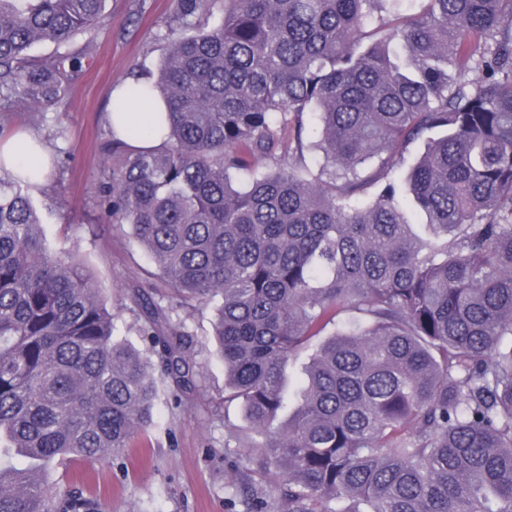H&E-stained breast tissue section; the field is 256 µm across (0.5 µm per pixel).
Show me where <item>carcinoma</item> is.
I'll return each mask as SVG.
<instances>
[{
  "label": "carcinoma",
  "mask_w": 512,
  "mask_h": 512,
  "mask_svg": "<svg viewBox=\"0 0 512 512\" xmlns=\"http://www.w3.org/2000/svg\"><path fill=\"white\" fill-rule=\"evenodd\" d=\"M386 2L224 0L218 24L169 35L147 76L164 140L127 156L104 212L175 297L220 300L238 446L282 475L288 512H512V0L393 17ZM174 4L187 28L205 7ZM102 22L103 0H0V108L59 101L79 57L31 49ZM32 188L0 174V512H90L53 492L50 467L121 452L159 382L179 400L197 373L159 301L145 352L114 337L90 271L49 248ZM330 324L290 401L289 363Z\"/></svg>",
  "instance_id": "obj_1"
}]
</instances>
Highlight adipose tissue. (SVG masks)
Instances as JSON below:
<instances>
[{"instance_id":"ef3b65f1","label":"adipose tissue","mask_w":512,"mask_h":512,"mask_svg":"<svg viewBox=\"0 0 512 512\" xmlns=\"http://www.w3.org/2000/svg\"><path fill=\"white\" fill-rule=\"evenodd\" d=\"M144 81H136L135 85H121L111 93L113 101L122 105L121 111L112 113L110 122L114 134L133 147L158 145L160 138L156 128L165 119L163 105L151 104L143 96L146 89ZM46 152L38 147L36 139L23 134L0 144V162L8 170L16 174H24L34 160H45Z\"/></svg>"}]
</instances>
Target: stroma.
I'll return each instance as SVG.
<instances>
[{
  "label": "stroma",
  "mask_w": 512,
  "mask_h": 512,
  "mask_svg": "<svg viewBox=\"0 0 512 512\" xmlns=\"http://www.w3.org/2000/svg\"><path fill=\"white\" fill-rule=\"evenodd\" d=\"M104 23L70 45L81 65L65 95L44 109L25 98L0 112V140L18 132L38 137L53 164L34 196L52 210L51 246L79 244L114 314L115 335L143 347L144 296L164 294L155 267L127 229L102 221L103 191L130 152L113 143L109 92L133 70H156L167 34L178 27L173 0H105ZM173 322L192 335L197 387L174 401L160 385L153 424L123 453L89 463L76 458L50 472L60 488L80 485L95 512H288L280 476L249 464L237 439L246 428L238 403L224 399V365L205 339L212 308L166 296Z\"/></svg>",
  "instance_id": "35a3bbf8"
}]
</instances>
